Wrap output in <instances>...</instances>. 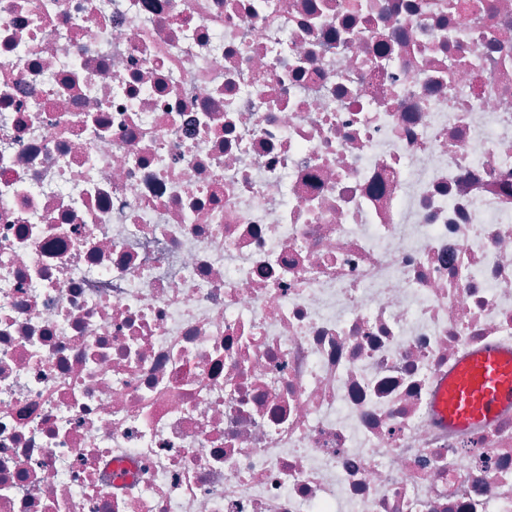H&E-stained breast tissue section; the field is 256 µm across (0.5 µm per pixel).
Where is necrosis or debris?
Here are the masks:
<instances>
[{
    "label": "necrosis or debris",
    "mask_w": 512,
    "mask_h": 512,
    "mask_svg": "<svg viewBox=\"0 0 512 512\" xmlns=\"http://www.w3.org/2000/svg\"><path fill=\"white\" fill-rule=\"evenodd\" d=\"M512 0H0V512H512ZM512 403V351L489 345L471 352L444 379L439 403L444 424L454 429L494 421Z\"/></svg>",
    "instance_id": "obj_1"
}]
</instances>
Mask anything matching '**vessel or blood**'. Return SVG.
Masks as SVG:
<instances>
[{
  "label": "vessel or blood",
  "instance_id": "vessel-or-blood-1",
  "mask_svg": "<svg viewBox=\"0 0 512 512\" xmlns=\"http://www.w3.org/2000/svg\"><path fill=\"white\" fill-rule=\"evenodd\" d=\"M512 404V351L493 345L471 352L444 379L439 403L444 424L454 429L494 421Z\"/></svg>",
  "mask_w": 512,
  "mask_h": 512
}]
</instances>
